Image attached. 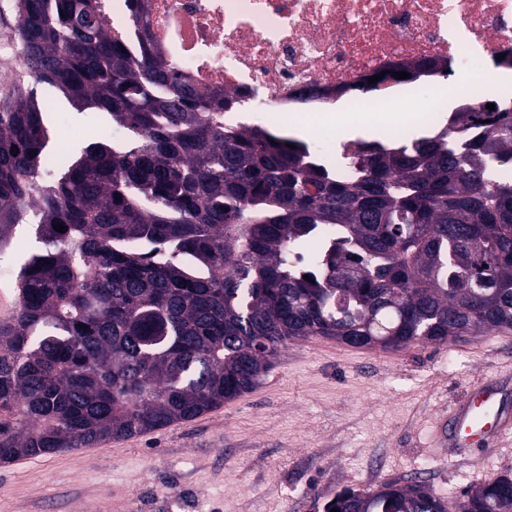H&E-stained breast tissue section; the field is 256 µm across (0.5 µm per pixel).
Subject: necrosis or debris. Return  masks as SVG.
<instances>
[{"label":"necrosis or debris","mask_w":512,"mask_h":512,"mask_svg":"<svg viewBox=\"0 0 512 512\" xmlns=\"http://www.w3.org/2000/svg\"><path fill=\"white\" fill-rule=\"evenodd\" d=\"M140 29L126 0H93L109 32L130 51L140 36L204 92L244 95L253 112L298 118L325 155L328 104L380 112L409 87L439 101L431 75L392 80L382 93L358 94L366 77L426 58L447 61L457 103L466 86L512 50V0H141Z\"/></svg>","instance_id":"4bbe7bcc"}]
</instances>
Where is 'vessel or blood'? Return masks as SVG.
I'll use <instances>...</instances> for the list:
<instances>
[{
    "label": "vessel or blood",
    "mask_w": 512,
    "mask_h": 512,
    "mask_svg": "<svg viewBox=\"0 0 512 512\" xmlns=\"http://www.w3.org/2000/svg\"><path fill=\"white\" fill-rule=\"evenodd\" d=\"M512 389L508 380L475 382L464 400L439 417L432 431V445L453 457L480 459L512 435V408L502 396Z\"/></svg>",
    "instance_id": "b4317fda"
}]
</instances>
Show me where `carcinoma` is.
I'll list each match as a JSON object with an SVG mask.
<instances>
[{
    "label": "carcinoma",
    "mask_w": 512,
    "mask_h": 512,
    "mask_svg": "<svg viewBox=\"0 0 512 512\" xmlns=\"http://www.w3.org/2000/svg\"><path fill=\"white\" fill-rule=\"evenodd\" d=\"M17 8L0 240L40 196L0 324L1 465L189 421L256 386L297 339L394 351L512 329V176L499 173L512 109L479 97L433 135L356 140L335 164L282 129L228 121L239 101L197 91L151 44L124 51L92 0ZM27 81L125 137L61 147ZM333 508L512 512V475L453 499L384 481Z\"/></svg>",
    "instance_id": "cac0c4a2"
}]
</instances>
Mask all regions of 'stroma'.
Segmentation results:
<instances>
[{
    "label": "stroma",
    "mask_w": 512,
    "mask_h": 512,
    "mask_svg": "<svg viewBox=\"0 0 512 512\" xmlns=\"http://www.w3.org/2000/svg\"><path fill=\"white\" fill-rule=\"evenodd\" d=\"M54 122L95 131L56 88L34 85ZM344 139H413L331 110ZM512 377V331L402 351L356 348L322 336L289 342L250 392L187 421L89 448L0 465V512H322L336 492L419 477L460 494L512 473V441L471 463L433 457L432 420L474 382Z\"/></svg>",
    "instance_id": "1"
}]
</instances>
